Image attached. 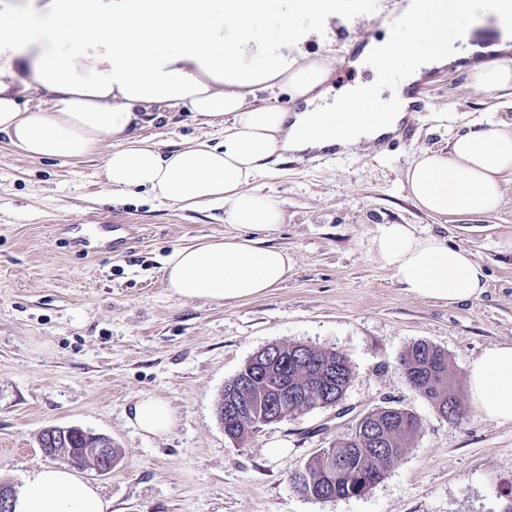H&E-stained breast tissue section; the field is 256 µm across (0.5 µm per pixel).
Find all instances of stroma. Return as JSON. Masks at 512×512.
Here are the masks:
<instances>
[{"instance_id": "obj_1", "label": "stroma", "mask_w": 512, "mask_h": 512, "mask_svg": "<svg viewBox=\"0 0 512 512\" xmlns=\"http://www.w3.org/2000/svg\"><path fill=\"white\" fill-rule=\"evenodd\" d=\"M395 2L341 0L336 17L302 16L267 35L334 57L332 93L371 85L389 108L400 74L384 80L356 60L364 33L409 39ZM302 28L310 32L304 40ZM405 93L415 98L410 136L367 151L273 161L259 186L285 220L268 242L288 251L293 268L267 295L221 304L178 299L162 267L179 246L235 235L223 211H183L144 195L111 204L103 171L109 143L62 163L31 159L1 137L0 483L16 488L32 469L55 465L40 448L41 432L75 426L120 450L111 473L77 472L112 512H512V424L478 415L467 389L470 363L512 343V190L490 214L433 217L404 186L421 150L447 149L474 120L512 122V109L445 68L425 71ZM141 134L175 143L224 137L219 125L184 110L166 111ZM68 224H133L137 241L123 254H91L71 242ZM380 224H410L467 250L486 273V292L460 304L411 294L370 252ZM417 341L446 352L462 417L443 419L407 381L400 356ZM293 343L347 359L342 401L230 441L216 411L225 384L257 351ZM145 394L172 407L166 436H143L129 422L133 401ZM383 405L411 410L421 432L380 483L335 501L293 489L291 472ZM274 440L286 449L272 452Z\"/></svg>"}]
</instances>
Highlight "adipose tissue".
Here are the masks:
<instances>
[{"instance_id": "adipose-tissue-1", "label": "adipose tissue", "mask_w": 512, "mask_h": 512, "mask_svg": "<svg viewBox=\"0 0 512 512\" xmlns=\"http://www.w3.org/2000/svg\"><path fill=\"white\" fill-rule=\"evenodd\" d=\"M336 0H0V135L34 159L67 161L112 143L104 162L113 202L150 194L181 210L220 208L238 235L175 249L166 285L181 300L221 303L262 296L288 278L287 250L266 243L284 216L256 182L285 154L350 153L395 133L404 112L364 121L368 92L360 86L327 108L333 58L288 55L265 39L264 25L295 16L326 19ZM512 21V0H408L398 23L432 30L450 20L464 51L440 40L433 50L410 40L401 68L409 80L448 67L491 99L512 91L505 44L471 43L474 18ZM84 32L71 41L66 29ZM278 91L289 104H258ZM182 107L222 121V142L207 139L163 148L141 139L152 111ZM405 184L413 202L433 216L497 210L512 184V123H474L448 150H423ZM372 251L382 267L416 296L451 304L487 288L471 254L410 224H381ZM468 391L479 414L512 424V344L487 349L471 362ZM130 420L141 433L170 431L175 414L152 395L137 397ZM13 512H110L96 487L67 468L27 473Z\"/></svg>"}]
</instances>
